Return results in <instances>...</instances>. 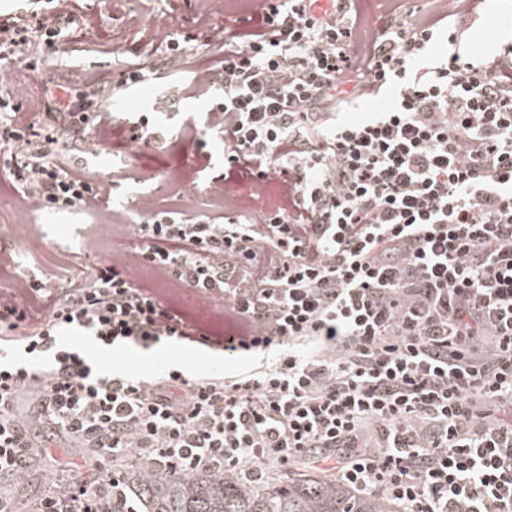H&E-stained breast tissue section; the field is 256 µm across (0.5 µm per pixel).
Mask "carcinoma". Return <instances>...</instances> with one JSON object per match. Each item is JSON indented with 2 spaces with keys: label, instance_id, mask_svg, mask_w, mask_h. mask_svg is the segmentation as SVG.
Wrapping results in <instances>:
<instances>
[{
  "label": "carcinoma",
  "instance_id": "1",
  "mask_svg": "<svg viewBox=\"0 0 512 512\" xmlns=\"http://www.w3.org/2000/svg\"><path fill=\"white\" fill-rule=\"evenodd\" d=\"M121 485L123 492L103 500V512H399L386 498L306 471L248 486L222 471L185 475L140 463L124 468Z\"/></svg>",
  "mask_w": 512,
  "mask_h": 512
}]
</instances>
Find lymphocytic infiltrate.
<instances>
[{"mask_svg": "<svg viewBox=\"0 0 512 512\" xmlns=\"http://www.w3.org/2000/svg\"><path fill=\"white\" fill-rule=\"evenodd\" d=\"M223 8L224 58L192 65V38L165 32L166 61L192 65L184 97L207 102L224 168L275 214L226 223L140 202L141 247L69 287L9 280L0 263V476L40 466L30 434L90 449L92 485L52 482L39 512H98L121 469H204L261 484L320 451L337 481L401 512H512V45L475 56L473 0H438L379 27L355 0H210ZM25 19L0 13V72L34 71L88 21L68 0ZM145 70L44 76L38 95L0 84V155L22 210L97 213L108 179L76 162L114 122L109 103ZM394 103L349 119L385 89ZM153 267L224 299L227 329L200 325L135 284ZM108 350L186 340L250 367L234 376L174 369L144 381L69 342Z\"/></svg>", "mask_w": 512, "mask_h": 512, "instance_id": "1", "label": "lymphocytic infiltrate"}]
</instances>
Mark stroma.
Returning a JSON list of instances; mask_svg holds the SVG:
<instances>
[{
    "instance_id": "stroma-1",
    "label": "stroma",
    "mask_w": 512,
    "mask_h": 512,
    "mask_svg": "<svg viewBox=\"0 0 512 512\" xmlns=\"http://www.w3.org/2000/svg\"><path fill=\"white\" fill-rule=\"evenodd\" d=\"M78 11L90 22L89 30L76 35L62 45L58 53L45 60L56 77L77 83L88 74L101 71L136 69L155 60L157 54L147 41L150 24L169 26L181 35L198 34L196 14L198 0H179L178 12H171L170 0H78ZM481 19L470 38L475 54L495 51L500 44L512 41V0H478L475 9ZM190 71L170 65L161 78L151 79L131 87L124 97L113 100L111 108L118 117L136 112H154L158 133L145 134L135 141L106 145L95 156L84 157L83 163L93 170H122L123 177L110 187L104 200L105 209L123 213L128 224L143 223L137 210L140 196L154 197L162 207L175 210L213 212L207 195L194 198L176 197L166 181L168 170L181 167L185 180L199 186L224 171V153L219 137L211 135L203 125L206 103L201 99L178 96L179 85L191 80ZM196 126L199 137L209 139L212 161L201 168L188 153L184 133ZM15 190L4 172L0 171V252L14 260L17 276L39 282L45 279L58 285L80 278L87 268L100 262L101 254L137 245L136 235L108 236L103 224L90 223L82 209L44 212L27 216L15 209ZM135 282L157 291L166 306L185 313L188 318L206 324L215 323L224 311V300L204 295L191 288L165 284L149 267L133 271ZM90 354L105 367L130 375H160L179 368L191 376H201L216 369L226 374L241 370L238 362H224L215 353L185 342L162 343L149 349L130 347L110 352L87 343ZM34 443L42 445L46 465L30 469L18 476L5 478L13 493L14 512H36V503L49 482L58 472L87 481L79 449L49 433L32 432Z\"/></svg>"
}]
</instances>
